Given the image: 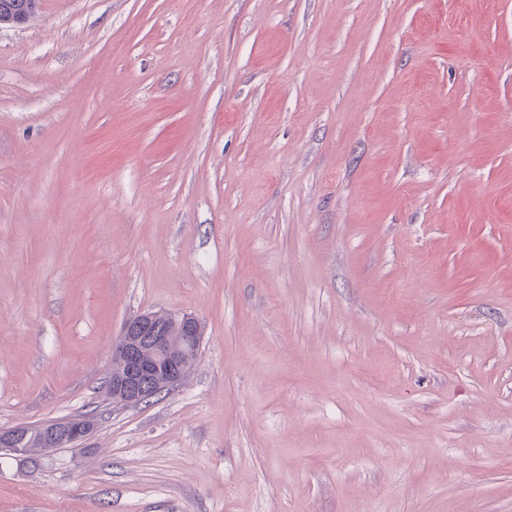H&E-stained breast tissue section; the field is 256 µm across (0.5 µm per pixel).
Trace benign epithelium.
<instances>
[{
  "label": "benign epithelium",
  "instance_id": "7a95c632",
  "mask_svg": "<svg viewBox=\"0 0 512 512\" xmlns=\"http://www.w3.org/2000/svg\"><path fill=\"white\" fill-rule=\"evenodd\" d=\"M203 330L193 315L144 312L124 323L112 344V374L107 394L115 406H137L178 387L190 373L201 344ZM97 425L83 416L31 426L0 429V452L20 454L19 444L32 437L45 451L83 443Z\"/></svg>",
  "mask_w": 512,
  "mask_h": 512
}]
</instances>
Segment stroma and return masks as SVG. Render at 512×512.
<instances>
[{"instance_id": "35a3bbf8", "label": "stroma", "mask_w": 512, "mask_h": 512, "mask_svg": "<svg viewBox=\"0 0 512 512\" xmlns=\"http://www.w3.org/2000/svg\"><path fill=\"white\" fill-rule=\"evenodd\" d=\"M203 338L113 408L143 312ZM0 512H512V0H39L0 25ZM96 425V419L91 416L40 423L31 439H36L38 448L43 451L61 448L85 442ZM33 426L24 425L17 426L8 429H0V452H6L7 454H20L26 448H18L20 441L25 442L28 440L31 434V428ZM35 453H30V456L16 455V457H22L23 460H27L31 464L36 463V458L33 457Z\"/></svg>"}]
</instances>
